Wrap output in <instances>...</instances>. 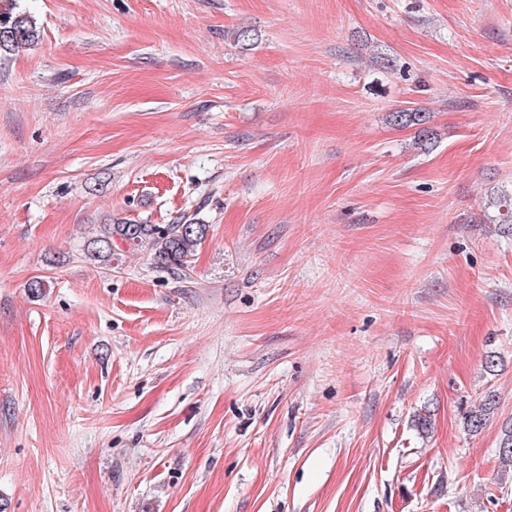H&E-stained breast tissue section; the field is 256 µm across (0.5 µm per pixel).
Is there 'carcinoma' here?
<instances>
[{"label":"carcinoma","instance_id":"obj_1","mask_svg":"<svg viewBox=\"0 0 512 512\" xmlns=\"http://www.w3.org/2000/svg\"><path fill=\"white\" fill-rule=\"evenodd\" d=\"M40 38V27L17 0H0V56L14 54L33 45ZM390 123L396 127H420L423 137H428L426 124L430 114L419 109L402 108L389 113ZM207 225L181 220L177 224H137L120 220L104 224L86 245V257L101 265L112 264L118 244L151 251L158 266L183 274L190 270L197 247L207 235ZM496 408L495 395L489 394L484 403L464 414L465 428L470 433L482 431ZM500 463L512 471V423L502 429L499 441Z\"/></svg>","mask_w":512,"mask_h":512}]
</instances>
